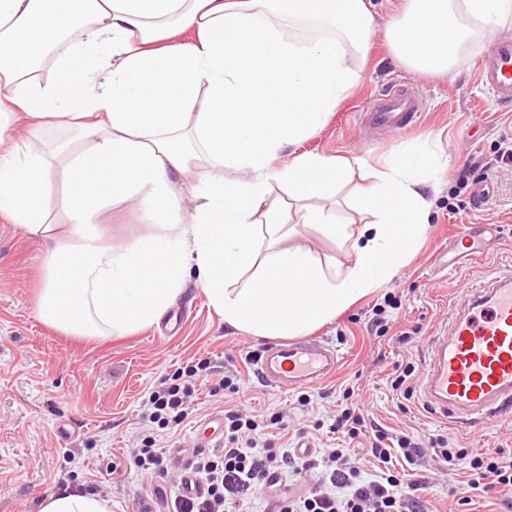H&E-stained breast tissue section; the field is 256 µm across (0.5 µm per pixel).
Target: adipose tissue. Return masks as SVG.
<instances>
[{
    "label": "adipose tissue",
    "instance_id": "1",
    "mask_svg": "<svg viewBox=\"0 0 512 512\" xmlns=\"http://www.w3.org/2000/svg\"><path fill=\"white\" fill-rule=\"evenodd\" d=\"M397 13L396 62L445 76L469 38L512 19V0H399ZM283 17L320 34L288 37ZM374 33L366 0H0V219L44 245L39 319L121 336L157 322L193 271L230 329L293 337L391 280L425 229L439 155L420 143L391 149L381 170L326 155L274 164L352 94V58ZM218 166L237 178L214 180ZM356 176L370 216L358 236L333 210L300 215L352 240L354 261L332 277L329 261L287 246L273 189L329 198ZM119 205L151 233L114 240L106 215ZM39 512L112 502L64 489Z\"/></svg>",
    "mask_w": 512,
    "mask_h": 512
}]
</instances>
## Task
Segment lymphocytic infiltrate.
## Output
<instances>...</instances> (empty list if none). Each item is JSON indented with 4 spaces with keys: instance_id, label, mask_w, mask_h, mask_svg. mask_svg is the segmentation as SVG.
<instances>
[{
    "instance_id": "obj_1",
    "label": "lymphocytic infiltrate",
    "mask_w": 512,
    "mask_h": 512,
    "mask_svg": "<svg viewBox=\"0 0 512 512\" xmlns=\"http://www.w3.org/2000/svg\"><path fill=\"white\" fill-rule=\"evenodd\" d=\"M210 374L209 360L202 359L163 379L148 395L151 422L162 429L180 425L193 406L199 379L211 378ZM288 427L287 417L278 413L260 420L225 412L223 447L200 452L193 464L200 492L175 495L168 512H250L254 493L275 474L313 483L304 495L278 500L277 512H423V482L394 474L389 467L397 452L410 465L429 453L447 463L467 461L473 489L512 497V454L501 449L472 455L467 449L449 447L441 436L425 442L400 435L390 444L379 430L368 453L382 468L371 475L356 466L358 449L325 448L299 456L274 447L264 437L265 431L284 432Z\"/></svg>"
}]
</instances>
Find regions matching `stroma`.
I'll return each mask as SVG.
<instances>
[{
	"label": "stroma",
	"mask_w": 512,
	"mask_h": 512,
	"mask_svg": "<svg viewBox=\"0 0 512 512\" xmlns=\"http://www.w3.org/2000/svg\"><path fill=\"white\" fill-rule=\"evenodd\" d=\"M377 34L361 80L351 97L333 112L315 136L299 142L293 157L320 154L360 157L381 167L388 151L409 143L428 142L447 161L428 216L429 230L410 262L375 292L359 299L311 335L334 347L340 356L336 375L299 391H283L262 381L250 358L265 340L225 327L221 316L194 282H187L172 308L182 311L172 331L161 324L125 336L87 339L64 335L42 323L35 313L41 283L38 242L24 238L0 221V512H39L46 495L92 487L112 502V512H139L155 506L157 491H174L171 478L127 470L123 462L143 435L152 431L143 418L148 392L187 362L209 359L218 369L239 370L245 384L236 400L241 410L261 415L281 413L300 423L315 448H344L347 438L330 433L344 391L378 426L423 438L447 436L452 447L469 453L502 448L512 451V412L480 430L449 428L419 396L404 397L391 380L397 367L411 364L423 376L433 337L448 327V315L461 291L485 271L512 268V160L498 156V143L512 139V105L495 101L477 83L475 67L498 39L475 35L460 49L452 77L421 76L394 63L385 31L394 10L392 0H373ZM421 96V121L407 131H385L366 117L373 98L391 86ZM487 167L495 192L473 208L469 191L455 184L470 163ZM471 224L488 241L485 256L464 266L445 265L444 252L458 225ZM391 299L396 308L387 336L371 327L372 308ZM419 332L403 345L396 337ZM308 395L299 409V395ZM189 418L157 442L172 460L192 453L204 423L224 414V401L201 386ZM66 427L58 436V427ZM417 477L425 481L426 512H512L499 494L474 490L466 464H446L426 456Z\"/></svg>",
	"instance_id": "1"
}]
</instances>
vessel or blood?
<instances>
[{
    "instance_id": "obj_1",
    "label": "vessel or blood",
    "mask_w": 512,
    "mask_h": 512,
    "mask_svg": "<svg viewBox=\"0 0 512 512\" xmlns=\"http://www.w3.org/2000/svg\"><path fill=\"white\" fill-rule=\"evenodd\" d=\"M480 84L500 103H512V39H502L476 68ZM424 110L420 98L399 92L376 98L368 115L379 129L403 131ZM469 260L483 255L484 242L471 225L454 235ZM337 352L317 339L274 343L260 351L259 374L283 389L311 387L332 376ZM424 405L449 424L477 428L512 405V272L480 279L457 300L448 336L439 338L419 386Z\"/></svg>"
}]
</instances>
